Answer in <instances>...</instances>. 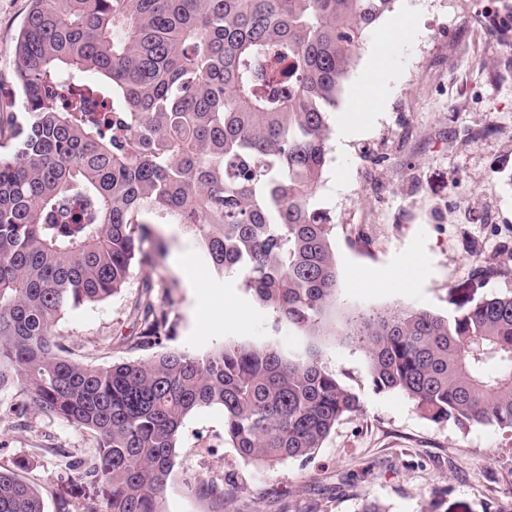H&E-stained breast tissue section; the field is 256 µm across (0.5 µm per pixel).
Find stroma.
Masks as SVG:
<instances>
[{
	"mask_svg": "<svg viewBox=\"0 0 512 512\" xmlns=\"http://www.w3.org/2000/svg\"><path fill=\"white\" fill-rule=\"evenodd\" d=\"M29 0H0V106L15 94L9 50ZM409 21L416 37L396 43L376 79L385 110L345 152L330 150L315 205L333 224L340 288L329 322L356 309L413 307L445 315L457 289L477 296L512 291V0H395L376 24ZM164 261L135 268L119 293L63 312L55 331L71 359L107 366L148 359L124 346L138 327L130 307L139 285L154 282L172 301L169 347L194 353L213 345L277 338L301 342L259 309L234 276H217L193 237L166 232ZM421 260L420 270L407 261ZM498 266L481 277L477 265ZM372 287L352 284L353 272ZM325 366L360 399L311 460L272 466L244 462L224 437V410L191 414L176 448L164 512H212L193 483L236 486L238 512H360L365 501L387 512H485L512 499V433L494 425L462 430L429 420L411 400L377 391L365 352L339 336L319 339ZM0 392V464L35 486L45 512L58 499H102L104 488L68 477L55 446L77 457L95 444L37 409L14 427L6 412L19 402Z\"/></svg>",
	"mask_w": 512,
	"mask_h": 512,
	"instance_id": "obj_1",
	"label": "stroma"
}]
</instances>
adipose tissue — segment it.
Listing matches in <instances>:
<instances>
[{
	"instance_id": "obj_1",
	"label": "adipose tissue",
	"mask_w": 512,
	"mask_h": 512,
	"mask_svg": "<svg viewBox=\"0 0 512 512\" xmlns=\"http://www.w3.org/2000/svg\"><path fill=\"white\" fill-rule=\"evenodd\" d=\"M414 28L395 25L387 28L383 33L374 35L375 54H372L367 63L364 76L361 79V91L352 108L345 112L337 113L335 119L336 136L338 144H345L360 136L374 121L378 112L383 111V101H371L368 91L371 87V78L376 73L381 61L380 53L385 45L392 39H404L414 35Z\"/></svg>"
}]
</instances>
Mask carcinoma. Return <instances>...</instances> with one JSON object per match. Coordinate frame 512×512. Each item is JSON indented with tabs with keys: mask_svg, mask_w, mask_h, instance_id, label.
<instances>
[{
	"mask_svg": "<svg viewBox=\"0 0 512 512\" xmlns=\"http://www.w3.org/2000/svg\"><path fill=\"white\" fill-rule=\"evenodd\" d=\"M11 47L20 109L0 112V392L92 433L78 479L104 505L58 512H163L186 419L224 409L246 462L308 458L359 399L323 364L317 337L339 288L333 225L316 207L329 113L376 21L395 0H30ZM180 224L219 276L305 338L163 348L171 305L144 281L147 360L96 366L66 356L61 314L121 291ZM332 334L365 349L373 386L433 422L512 431V293L446 316L412 308L348 313ZM196 495L229 510L233 494ZM0 512H45L0 466Z\"/></svg>",
	"mask_w": 512,
	"mask_h": 512,
	"instance_id": "1",
	"label": "carcinoma"
}]
</instances>
